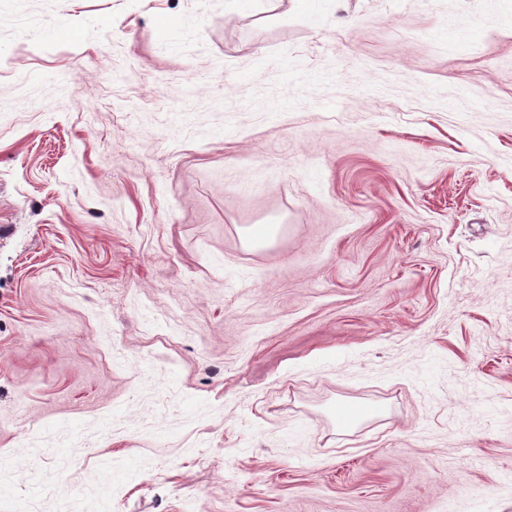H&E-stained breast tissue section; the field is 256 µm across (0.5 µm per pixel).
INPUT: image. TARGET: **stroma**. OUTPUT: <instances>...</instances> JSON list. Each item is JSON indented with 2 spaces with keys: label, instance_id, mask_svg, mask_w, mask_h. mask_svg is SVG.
I'll return each mask as SVG.
<instances>
[{
  "label": "stroma",
  "instance_id": "stroma-1",
  "mask_svg": "<svg viewBox=\"0 0 512 512\" xmlns=\"http://www.w3.org/2000/svg\"><path fill=\"white\" fill-rule=\"evenodd\" d=\"M508 472L512 0H0V512Z\"/></svg>",
  "mask_w": 512,
  "mask_h": 512
}]
</instances>
